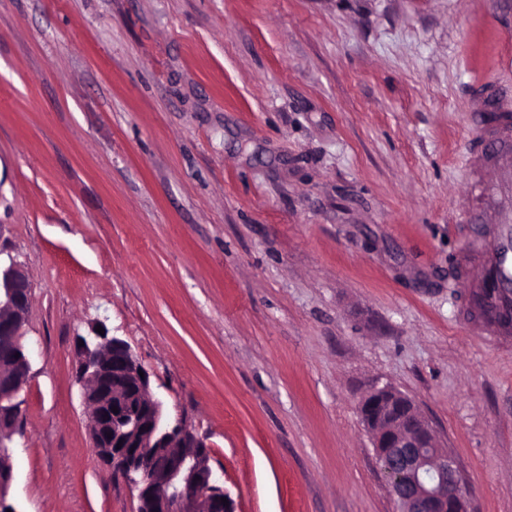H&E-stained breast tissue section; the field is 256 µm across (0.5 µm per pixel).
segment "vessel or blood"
Segmentation results:
<instances>
[{"label":"vessel or blood","instance_id":"1","mask_svg":"<svg viewBox=\"0 0 512 512\" xmlns=\"http://www.w3.org/2000/svg\"><path fill=\"white\" fill-rule=\"evenodd\" d=\"M469 156L472 176L463 217L472 232L468 252L476 273L462 280L473 308L489 328L512 333V91L495 78L474 90Z\"/></svg>","mask_w":512,"mask_h":512}]
</instances>
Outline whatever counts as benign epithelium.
<instances>
[{"label":"benign epithelium","instance_id":"7a95c632","mask_svg":"<svg viewBox=\"0 0 512 512\" xmlns=\"http://www.w3.org/2000/svg\"><path fill=\"white\" fill-rule=\"evenodd\" d=\"M30 297L22 266L12 258L0 263V512L11 508V444L21 433L17 397L31 368L22 344ZM96 338L93 344L81 339L79 347L89 433L98 458L137 491L136 512H235L210 465L209 446L183 416L167 414L130 346L114 336ZM358 412L399 512H468L458 462L410 396L388 384L375 386Z\"/></svg>","mask_w":512,"mask_h":512}]
</instances>
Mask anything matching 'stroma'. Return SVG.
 Instances as JSON below:
<instances>
[{"label": "stroma", "instance_id": "1", "mask_svg": "<svg viewBox=\"0 0 512 512\" xmlns=\"http://www.w3.org/2000/svg\"><path fill=\"white\" fill-rule=\"evenodd\" d=\"M512 0H0V255L31 372L8 500L134 512L79 339L128 342L236 512H396L357 402L409 395L512 512V335L466 311L470 97Z\"/></svg>", "mask_w": 512, "mask_h": 512}]
</instances>
